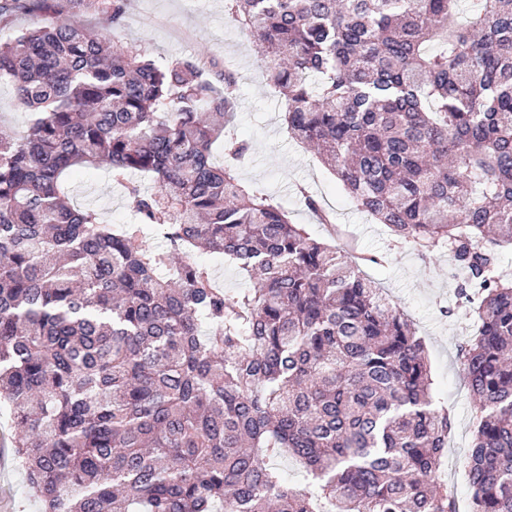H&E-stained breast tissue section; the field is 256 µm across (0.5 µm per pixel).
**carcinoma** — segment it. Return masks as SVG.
Returning a JSON list of instances; mask_svg holds the SVG:
<instances>
[{
  "instance_id": "1",
  "label": "carcinoma",
  "mask_w": 512,
  "mask_h": 512,
  "mask_svg": "<svg viewBox=\"0 0 512 512\" xmlns=\"http://www.w3.org/2000/svg\"><path fill=\"white\" fill-rule=\"evenodd\" d=\"M127 2L0 0V25L33 17L0 36V84L32 113L0 135V400L40 512H455L433 481L452 421L413 323L358 257L244 189L246 142L213 161L237 74L115 43ZM225 2L288 135L398 239L448 248L478 323L473 512H512V0ZM99 163L128 224L70 199ZM202 249L253 287L216 286Z\"/></svg>"
}]
</instances>
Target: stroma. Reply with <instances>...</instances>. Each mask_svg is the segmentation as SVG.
I'll use <instances>...</instances> for the list:
<instances>
[{"mask_svg": "<svg viewBox=\"0 0 512 512\" xmlns=\"http://www.w3.org/2000/svg\"><path fill=\"white\" fill-rule=\"evenodd\" d=\"M113 36L119 44L142 48L158 60L195 55L236 66L238 103L228 129L249 144L236 168L242 184L280 199L292 223L305 225L314 237L371 257L364 272L414 322L426 344L435 401L447 408L453 422L448 455L435 481H466L474 400L460 348L473 334L474 321L457 303L458 273L447 250L423 254L396 242L385 225L357 210L313 151L289 137L284 107L266 85L258 50L247 31L228 14L224 0H129ZM305 190L333 214L334 225L319 223L306 208L301 198ZM73 195L77 203L96 208L104 223L128 220L124 190L106 170L91 168L79 175ZM13 432V410L0 403V438L5 441L0 447V503L8 504L10 512H39L23 473L11 460L7 439Z\"/></svg>", "mask_w": 512, "mask_h": 512, "instance_id": "1", "label": "stroma"}]
</instances>
